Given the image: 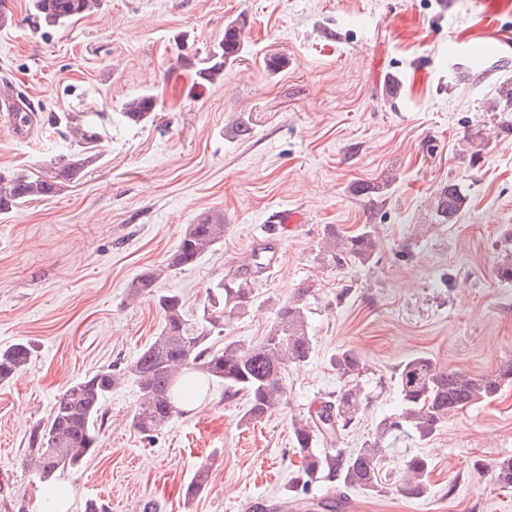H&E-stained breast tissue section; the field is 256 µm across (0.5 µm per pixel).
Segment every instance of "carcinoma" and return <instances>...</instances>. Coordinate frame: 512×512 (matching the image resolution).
I'll list each match as a JSON object with an SVG mask.
<instances>
[{
    "instance_id": "carcinoma-1",
    "label": "carcinoma",
    "mask_w": 512,
    "mask_h": 512,
    "mask_svg": "<svg viewBox=\"0 0 512 512\" xmlns=\"http://www.w3.org/2000/svg\"><path fill=\"white\" fill-rule=\"evenodd\" d=\"M26 20L34 29L62 24L91 11L98 0H31ZM246 18L239 16L224 26V37L203 57H178V63L195 70L202 81L214 84L224 76V69L240 60L244 50L243 30ZM8 104L17 135L46 123L58 124L59 116L42 112L21 93L0 97ZM159 109L157 98L143 93L127 100L120 116L128 125L149 122ZM98 121L87 119L83 112L65 115L67 131L79 137L81 149L50 161L42 176L23 171H0V214L13 211L17 205L55 195L68 183L78 181L98 159L97 147L102 138ZM465 205V196L455 184L438 190L434 198L435 221L453 224ZM224 239V216L209 214L190 224L166 260V267L182 269L194 265ZM378 250L374 231L367 225L354 235H345L336 225L328 224L323 232V251L333 261H350L358 265L370 263ZM157 273L146 271L129 284V294L154 297L163 315L159 336L143 347L129 363L126 373L139 392V402L131 416V426L147 437L203 393V374L224 385V396H247L246 419L257 421L286 404L285 376L291 364L304 363L314 353L309 334L307 290L282 302L268 334L247 347L231 341L217 348L212 342L214 330L224 321L223 314L212 311L210 317L193 322L187 317L185 303L175 293L155 289ZM223 305L242 308L252 298L250 281L234 275L217 285ZM30 345L22 342L0 347V381L9 380L29 365ZM342 385L328 399L320 402L309 416L292 421L294 452L301 459L297 479L301 482L295 501L301 505L322 502L314 493L318 485L337 483L348 489L383 492L381 460L391 441L407 437L420 444L430 442L448 418L458 411L491 399L512 384V360L502 362L495 371L475 376L456 369L437 366L433 358L418 353L402 361L394 371L399 397L395 411L377 424L375 435L362 447L337 448L348 429L356 422L369 397L359 384L365 369L363 361L352 349H343L332 359ZM121 383L120 375L110 369L80 379L68 386L55 400L47 424H37L30 433L27 462L35 469L48 490L57 473L79 470L97 448L101 402ZM324 447H318V444ZM474 466L490 468L495 483L512 486V456L497 459L487 466L474 461ZM432 459L420 451H407L401 459L396 490L407 498H420L429 493ZM209 468L199 466L185 490V500L199 495L208 483Z\"/></svg>"
}]
</instances>
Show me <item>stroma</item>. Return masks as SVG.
I'll list each match as a JSON object with an SVG mask.
<instances>
[{
  "label": "stroma",
  "instance_id": "35a3bbf8",
  "mask_svg": "<svg viewBox=\"0 0 512 512\" xmlns=\"http://www.w3.org/2000/svg\"><path fill=\"white\" fill-rule=\"evenodd\" d=\"M29 0H7L0 79L47 112H103L99 157L54 196L0 215V347L28 343L25 371L0 382V512H246L256 498L292 499L299 459L291 422L339 388L331 360L351 348L371 399L343 446L361 447L399 404L392 375L426 353L473 375L512 359V282L496 262L512 248V112L498 90L512 82V0H101L95 11L33 29ZM246 15L245 52L216 85H199L181 54L205 56L224 26ZM282 58L269 71L266 61ZM150 92L152 123L122 122L123 103ZM248 130L239 136L238 127ZM64 129L17 136L0 114V169L43 175L77 151ZM383 194L369 187L381 182ZM458 185L456 223H435L432 201ZM300 212L281 232L272 270L253 277V301L225 319L216 346L266 336L277 305L307 289L310 360L288 367L287 403L246 422V396H206L153 437L131 425L132 380L105 398L97 451L58 473L66 510L42 493L26 462L30 432L57 396L97 370L124 371L159 335L153 298L128 285L157 271L202 318L208 292L245 273L268 214ZM224 216V239L195 265L166 259L187 225ZM371 225L380 243L367 265L323 260L325 225ZM413 257H398L400 248ZM424 451L431 490L401 496L399 449L382 465L388 487L350 490V512H512V488L474 461L512 456V385L452 416ZM209 484L184 492L200 465Z\"/></svg>",
  "mask_w": 512,
  "mask_h": 512
}]
</instances>
